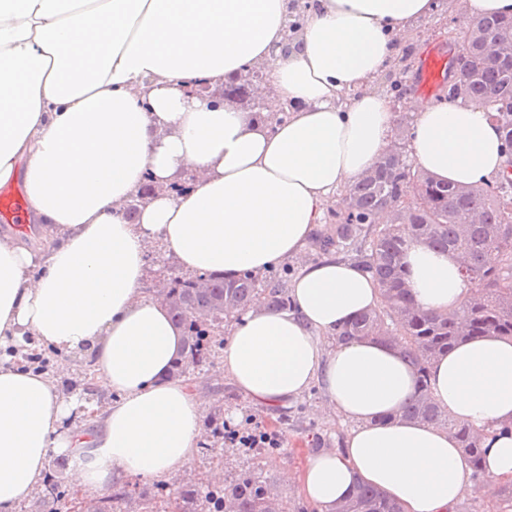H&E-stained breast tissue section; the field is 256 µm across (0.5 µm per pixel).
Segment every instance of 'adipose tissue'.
<instances>
[{"label": "adipose tissue", "mask_w": 512, "mask_h": 512, "mask_svg": "<svg viewBox=\"0 0 512 512\" xmlns=\"http://www.w3.org/2000/svg\"><path fill=\"white\" fill-rule=\"evenodd\" d=\"M0 0V188L22 183L41 227L32 249L0 236V512L42 495L47 460L68 454V484L98 498L131 481H166L207 442L206 400L174 378L184 336L155 291L148 255L190 278L263 273L305 253L340 187L369 172L396 132L378 77L436 0ZM260 68L267 111L191 97ZM410 155L436 180L476 185L512 162L496 124L464 100L406 96ZM286 118H277L282 107ZM195 170L185 193L177 175ZM161 190L128 222L147 181ZM404 261L421 308L451 313L468 288L458 256L412 245ZM291 307L252 305L229 327L216 365L256 405L284 406L320 385L327 413L354 427L342 447L285 473L318 512L354 484L403 512H454L471 467L448 431L403 417L417 375L399 348L338 325L376 306L360 267L301 268ZM79 359L113 398L64 395L27 354ZM431 395L484 434V476L512 484V339L460 344L433 362Z\"/></svg>", "instance_id": "1"}]
</instances>
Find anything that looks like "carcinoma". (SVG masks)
<instances>
[{
  "instance_id": "1",
  "label": "carcinoma",
  "mask_w": 512,
  "mask_h": 512,
  "mask_svg": "<svg viewBox=\"0 0 512 512\" xmlns=\"http://www.w3.org/2000/svg\"><path fill=\"white\" fill-rule=\"evenodd\" d=\"M512 36V17L485 16L462 27L459 53L448 73L444 97L469 99L490 112L512 155V53L491 62L485 42ZM265 76L250 71L236 85L224 86V98L236 103L253 100ZM346 206L331 209L323 229L312 241L319 256L348 259L369 273L379 288V304L336 328V341L376 336L398 347L415 367L417 394L402 415L448 430L468 455L473 479L482 478V436L437 405L428 384V370L441 354L460 343L485 336H512V160L494 182L453 185L435 180L419 169L396 143L359 181L345 188ZM384 211L387 221L377 223ZM414 243L463 257L461 276L470 285L466 299L451 314L426 311L412 298L402 262ZM207 287L176 278L167 303L173 323L185 335L181 362L173 375L185 377L210 364L220 348L214 327L237 318L258 296L275 309L288 307L287 277L269 271L219 274ZM68 459L49 463L50 483L42 498L47 507L65 495L60 477ZM271 478L245 470L220 487L187 482L169 496L170 512H269ZM157 485L142 488L135 497L118 489L106 498L107 512H155ZM337 509L341 512H401L382 490L358 483Z\"/></svg>"
}]
</instances>
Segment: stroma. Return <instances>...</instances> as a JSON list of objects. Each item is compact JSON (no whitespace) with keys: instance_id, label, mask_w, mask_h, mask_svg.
Masks as SVG:
<instances>
[{"instance_id":"35a3bbf8","label":"stroma","mask_w":512,"mask_h":512,"mask_svg":"<svg viewBox=\"0 0 512 512\" xmlns=\"http://www.w3.org/2000/svg\"><path fill=\"white\" fill-rule=\"evenodd\" d=\"M460 15L449 10L448 0H438L436 15L417 20L413 26L412 42L402 45L395 67L390 73L381 74L378 87L388 91L389 77L404 74L409 90L419 91L421 66L424 55L431 50L447 52L448 44L459 27ZM206 396L214 399L223 417L230 424L244 422L246 418L263 421L268 427L282 434V446L269 454L255 448L244 452L235 448L216 446L212 451H201L185 468V475L195 476L199 485H208V475L215 468H222L225 477L237 472L260 468L271 479L278 482L289 506L303 504L298 488L283 481L284 470L300 471L305 464V451L314 447L338 448L352 427L351 422L329 415L324 410L325 398L320 388H312L301 399L285 407L257 406L240 393L228 377L207 371L198 380Z\"/></svg>"}]
</instances>
